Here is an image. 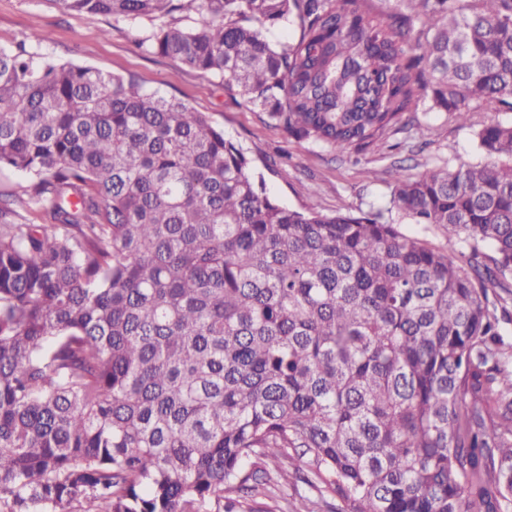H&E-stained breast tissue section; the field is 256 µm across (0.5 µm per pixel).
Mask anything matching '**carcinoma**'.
I'll return each mask as SVG.
<instances>
[{
	"label": "carcinoma",
	"instance_id": "cac0c4a2",
	"mask_svg": "<svg viewBox=\"0 0 512 512\" xmlns=\"http://www.w3.org/2000/svg\"><path fill=\"white\" fill-rule=\"evenodd\" d=\"M55 2L194 14L151 50L330 149L429 90L463 124L512 112V0ZM475 141L489 161L392 168L368 212L296 210L204 113L0 48V168L25 177L0 198V512H317L286 505L293 465L340 512H512V122ZM402 228L405 232L421 235L442 253L448 255V257L454 260L458 265L466 270L469 269L467 258L470 250L462 243L456 240L449 241L448 238L440 232L436 230H424L422 226L416 224H403Z\"/></svg>",
	"mask_w": 512,
	"mask_h": 512
}]
</instances>
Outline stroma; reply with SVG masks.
I'll list each match as a JSON object with an SVG mask.
<instances>
[{
    "label": "stroma",
    "mask_w": 512,
    "mask_h": 512,
    "mask_svg": "<svg viewBox=\"0 0 512 512\" xmlns=\"http://www.w3.org/2000/svg\"><path fill=\"white\" fill-rule=\"evenodd\" d=\"M154 21L118 20L62 10L55 0H0V47L12 48L47 32L50 42L37 52L96 68L103 73L134 78L146 90L175 98L205 113L223 129L225 138L241 146L262 176L270 196L299 210L315 208L331 214L368 208L385 201L391 191L388 170L394 166L418 173L437 159L452 166L485 162L476 146L477 125L494 116L475 113L471 124L460 125L448 112L421 109L416 121L424 130L420 141L392 136L358 160L288 135L263 114L224 93L221 77L190 69L150 51Z\"/></svg>",
    "instance_id": "1"
}]
</instances>
